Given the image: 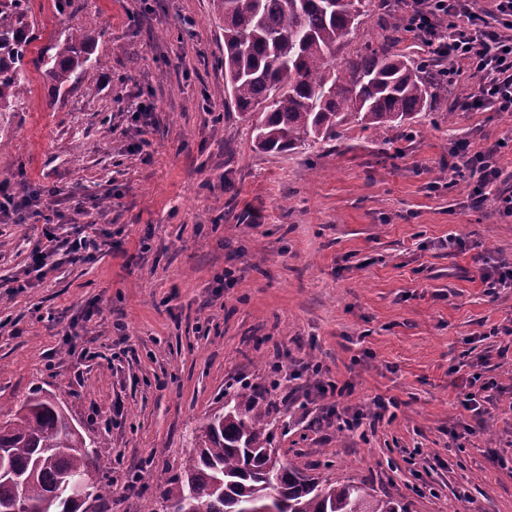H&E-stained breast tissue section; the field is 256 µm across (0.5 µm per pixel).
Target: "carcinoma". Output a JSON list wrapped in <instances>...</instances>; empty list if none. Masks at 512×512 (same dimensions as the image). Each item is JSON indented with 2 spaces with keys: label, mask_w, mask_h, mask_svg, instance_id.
Segmentation results:
<instances>
[{
  "label": "carcinoma",
  "mask_w": 512,
  "mask_h": 512,
  "mask_svg": "<svg viewBox=\"0 0 512 512\" xmlns=\"http://www.w3.org/2000/svg\"><path fill=\"white\" fill-rule=\"evenodd\" d=\"M224 13V94L244 116L260 112L254 142L263 152L311 149L355 123L402 129L445 88L433 62L398 49L400 28L335 65L375 0H214ZM29 0H0V112L28 94ZM95 33L73 30L33 64L56 92L70 91L91 60ZM269 408L243 387L194 431L178 472L159 475L148 512H407L355 481L303 474L279 457ZM106 445L69 424L53 400L26 399L0 421V512H85L72 482L94 472L88 498L112 487Z\"/></svg>",
  "instance_id": "obj_1"
}]
</instances>
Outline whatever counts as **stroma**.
<instances>
[{
	"instance_id": "1",
	"label": "stroma",
	"mask_w": 512,
	"mask_h": 512,
	"mask_svg": "<svg viewBox=\"0 0 512 512\" xmlns=\"http://www.w3.org/2000/svg\"><path fill=\"white\" fill-rule=\"evenodd\" d=\"M30 7L29 58L74 29L101 37L71 91L28 67L24 103L0 116V181L51 189L29 223H0V412L48 394L108 444L97 512H144V464L177 469L196 425L244 384L303 471L408 512H512V335L499 332L512 288L488 293L477 261L512 264V217L468 208L446 166L466 139L512 167V112L460 110L464 81L408 134L348 124L330 144L265 153L225 100L213 0ZM47 217L60 237L92 228L106 244L89 263L57 252L46 278L12 290ZM276 362L289 376L274 388ZM309 362L352 393L320 395ZM476 373L502 389L480 418L460 404ZM378 396L398 406L376 427L323 421L335 405L372 415Z\"/></svg>"
}]
</instances>
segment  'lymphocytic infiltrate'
Returning a JSON list of instances; mask_svg holds the SVG:
<instances>
[{
	"label": "lymphocytic infiltrate",
	"instance_id": "1",
	"mask_svg": "<svg viewBox=\"0 0 512 512\" xmlns=\"http://www.w3.org/2000/svg\"><path fill=\"white\" fill-rule=\"evenodd\" d=\"M406 30L421 40L431 57L446 60L448 85L461 77L474 81L462 103L471 112H512V0H492L490 9L476 0H398ZM451 181L465 182L467 205L481 209L495 201L512 217V180L497 148L473 150L469 141H455L449 151Z\"/></svg>",
	"mask_w": 512,
	"mask_h": 512
}]
</instances>
